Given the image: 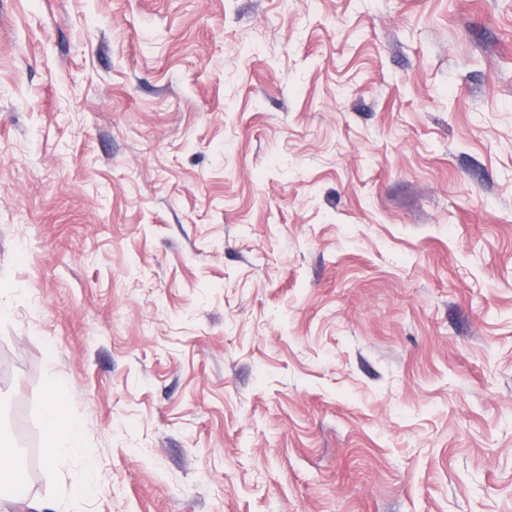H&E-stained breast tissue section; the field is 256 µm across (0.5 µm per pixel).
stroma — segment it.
<instances>
[{
    "mask_svg": "<svg viewBox=\"0 0 512 512\" xmlns=\"http://www.w3.org/2000/svg\"><path fill=\"white\" fill-rule=\"evenodd\" d=\"M0 353V512H512V0H0ZM46 408L51 435L54 436L59 430L64 434L60 442L52 445L47 462L54 467L66 466L72 457L80 455V424L54 399L48 401Z\"/></svg>",
    "mask_w": 512,
    "mask_h": 512,
    "instance_id": "1",
    "label": "stroma"
}]
</instances>
